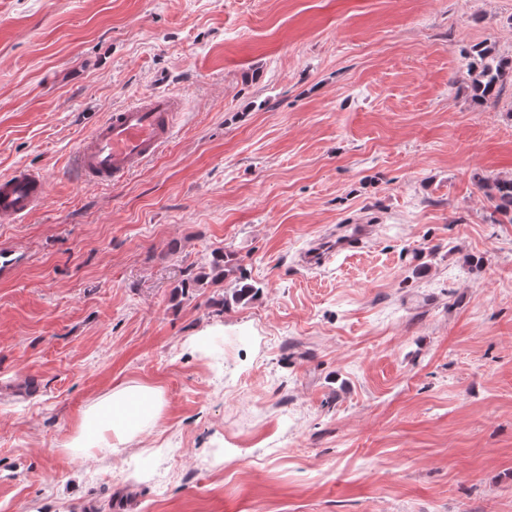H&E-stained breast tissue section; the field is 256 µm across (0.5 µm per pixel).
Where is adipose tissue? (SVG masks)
<instances>
[{
  "mask_svg": "<svg viewBox=\"0 0 512 512\" xmlns=\"http://www.w3.org/2000/svg\"><path fill=\"white\" fill-rule=\"evenodd\" d=\"M163 407L159 388L136 383L114 388L84 411L65 450L94 452L104 459L123 454L141 433L159 424Z\"/></svg>",
  "mask_w": 512,
  "mask_h": 512,
  "instance_id": "ef3b65f1",
  "label": "adipose tissue"
}]
</instances>
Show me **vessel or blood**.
Wrapping results in <instances>:
<instances>
[{
  "label": "vessel or blood",
  "mask_w": 512,
  "mask_h": 512,
  "mask_svg": "<svg viewBox=\"0 0 512 512\" xmlns=\"http://www.w3.org/2000/svg\"><path fill=\"white\" fill-rule=\"evenodd\" d=\"M180 100L150 94L139 103L109 115L78 146L76 171L104 184L119 182L153 157L174 135V117ZM46 193V178L37 171L18 168L0 177V218L20 219L32 212ZM368 234L363 224H345L336 230V251L357 248Z\"/></svg>",
  "instance_id": "1"
}]
</instances>
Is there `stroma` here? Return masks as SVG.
<instances>
[{
	"label": "stroma",
	"mask_w": 512,
	"mask_h": 512,
	"mask_svg": "<svg viewBox=\"0 0 512 512\" xmlns=\"http://www.w3.org/2000/svg\"><path fill=\"white\" fill-rule=\"evenodd\" d=\"M485 46L512 59V0H0V176H47L0 221V512H512V222L478 184L512 178V85L474 98ZM149 93L185 100L171 141L77 177ZM342 224L373 231L305 266ZM131 383L164 397L143 456L61 452Z\"/></svg>",
	"instance_id": "1"
}]
</instances>
